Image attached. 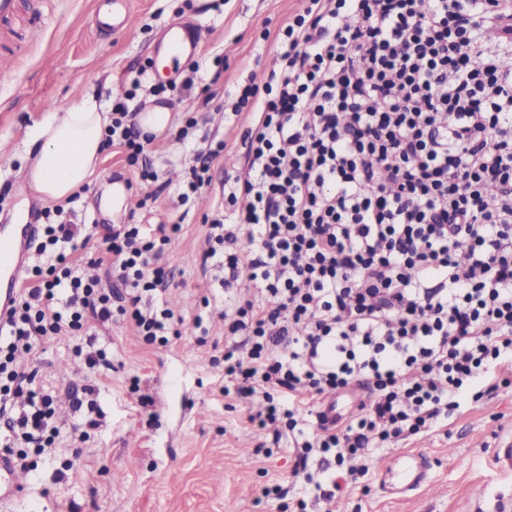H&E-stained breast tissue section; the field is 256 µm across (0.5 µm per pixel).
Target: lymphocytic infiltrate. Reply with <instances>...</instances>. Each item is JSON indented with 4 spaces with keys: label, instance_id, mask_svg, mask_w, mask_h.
Instances as JSON below:
<instances>
[{
    "label": "lymphocytic infiltrate",
    "instance_id": "lymphocytic-infiltrate-1",
    "mask_svg": "<svg viewBox=\"0 0 512 512\" xmlns=\"http://www.w3.org/2000/svg\"><path fill=\"white\" fill-rule=\"evenodd\" d=\"M497 25L489 55L480 34ZM282 35L278 73L239 92L236 109L259 119L202 270L230 291L225 395L263 399L249 422L275 424L315 497L332 499L375 449L447 425L512 372V0H309ZM152 140L117 104L104 145L144 179ZM62 212L43 211L45 261L0 318L6 449L41 452L57 434L52 395L22 365L46 341L75 339L88 368L108 369L110 354L78 341L88 323L121 315L150 346L184 323L157 303L176 225H113L94 257L104 277L86 279L67 250L76 225L50 219ZM356 383L357 415L327 423L326 397Z\"/></svg>",
    "mask_w": 512,
    "mask_h": 512
}]
</instances>
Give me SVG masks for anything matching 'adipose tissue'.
<instances>
[{"label": "adipose tissue", "mask_w": 512, "mask_h": 512, "mask_svg": "<svg viewBox=\"0 0 512 512\" xmlns=\"http://www.w3.org/2000/svg\"><path fill=\"white\" fill-rule=\"evenodd\" d=\"M110 117L89 95L51 109L35 131L38 147L27 178L43 200L59 202L78 192L93 176Z\"/></svg>", "instance_id": "adipose-tissue-1"}]
</instances>
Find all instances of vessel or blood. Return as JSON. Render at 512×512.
I'll use <instances>...</instances> for the list:
<instances>
[{"mask_svg": "<svg viewBox=\"0 0 512 512\" xmlns=\"http://www.w3.org/2000/svg\"><path fill=\"white\" fill-rule=\"evenodd\" d=\"M40 12L38 0H0V35L21 40L32 39V20ZM134 16L131 0H112L111 13H96L98 28H130ZM170 46L178 52L193 53L196 36L186 25L175 23L167 30ZM37 231L33 224H10L0 229V316L8 312L18 296V284L25 268L28 251ZM428 460L419 453L407 454L398 474L397 491L406 492L424 485ZM24 469L11 456L0 452V505L15 500L25 489Z\"/></svg>", "mask_w": 512, "mask_h": 512, "instance_id": "b4317fda", "label": "vessel or blood"}]
</instances>
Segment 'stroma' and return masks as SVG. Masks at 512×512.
<instances>
[{
    "instance_id": "1",
    "label": "stroma",
    "mask_w": 512,
    "mask_h": 512,
    "mask_svg": "<svg viewBox=\"0 0 512 512\" xmlns=\"http://www.w3.org/2000/svg\"><path fill=\"white\" fill-rule=\"evenodd\" d=\"M95 0H41L42 34L15 59L10 77L0 79V225L16 214L33 217L47 207L31 190L24 157L47 110L90 94L111 111L112 100L135 90L134 107L155 105L171 114L168 127L150 146L159 158L157 178L140 182L122 156L104 150L101 162L73 204L78 225H179L166 258L173 283L170 305L185 323L165 346L142 343L132 327L118 321L96 328L97 346L112 353V367H81L70 341L46 343L32 365L37 381L55 394L59 433L51 448L27 449V487L21 500L0 512H279L264 498L265 486L288 487L307 512H328L314 499L303 477L294 473L292 448L259 452L272 428L248 421L250 405L224 394V367L212 363V345L224 339L219 313L205 314L203 294H221L219 282L204 275L201 257L208 249L206 215L224 201V175L241 165L237 152L252 113L233 112L228 93L247 81L264 83L278 70L281 44L275 32L302 12L305 0H132L130 29L97 32ZM196 27L195 53L173 73L160 71L158 51L168 26ZM149 71L140 89L132 80L138 68ZM193 86H186V79ZM216 91L222 111L203 106V88ZM198 125L187 142L177 139L187 117ZM226 141L223 159L210 169L211 183L201 194L180 202L173 185L194 165L196 151L209 141ZM124 187L126 204L107 212L103 198L112 186ZM204 314L203 329L193 319ZM154 403L141 407L130 381ZM93 386L102 417L98 427L79 435L83 418L67 393ZM512 431V385L500 386L482 402L465 406L447 426L378 449L368 460L364 484L350 488L345 512H494L498 498L512 497V473L501 472L492 450ZM408 452L424 453L430 485L400 494L386 491L383 467ZM483 485L488 498L475 505L473 489Z\"/></svg>"
}]
</instances>
